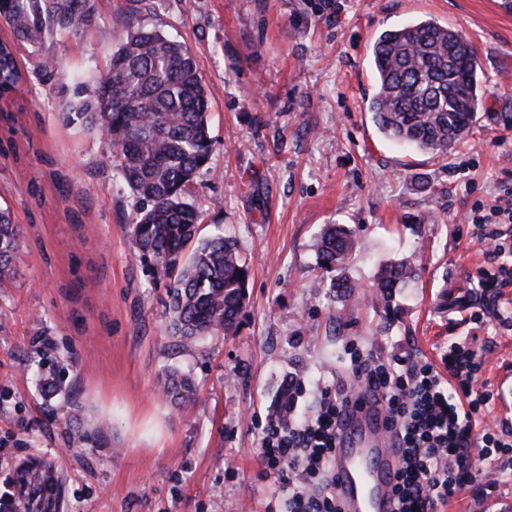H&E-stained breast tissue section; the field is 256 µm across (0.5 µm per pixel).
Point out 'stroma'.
Wrapping results in <instances>:
<instances>
[{"mask_svg": "<svg viewBox=\"0 0 512 512\" xmlns=\"http://www.w3.org/2000/svg\"><path fill=\"white\" fill-rule=\"evenodd\" d=\"M80 36L18 45L24 93L0 102V205L22 229L16 279L0 292V495L28 457L65 475L62 512H278L260 465L261 436L280 391L296 411L346 380L356 348L414 355L443 369L449 340L485 351L477 389L488 420L512 431V286L493 315L478 272L495 270L473 219L512 194V0H142L141 19L186 42L205 78L214 147L192 196L202 227L222 226L250 260V303L235 335L184 350L167 329V281L135 262V200L113 175L99 131L65 124L69 73L107 71L126 0H90ZM434 19L477 55L482 106L445 159L384 137L365 109L371 50L383 30ZM327 224L358 248L343 275L319 269ZM413 257L418 276L382 307L376 264ZM66 356L65 399L38 385ZM191 376L197 403L172 407L164 375ZM112 427L82 448L63 423L68 403ZM442 512H512V464L480 458L473 482Z\"/></svg>", "mask_w": 512, "mask_h": 512, "instance_id": "1", "label": "stroma"}]
</instances>
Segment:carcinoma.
Wrapping results in <instances>:
<instances>
[{"label":"carcinoma","mask_w":512,"mask_h":512,"mask_svg":"<svg viewBox=\"0 0 512 512\" xmlns=\"http://www.w3.org/2000/svg\"><path fill=\"white\" fill-rule=\"evenodd\" d=\"M125 34L112 52L104 75H72L78 102L67 113L106 134L112 168L136 199L128 225L132 256L152 273L169 279L167 327L185 349L217 333L233 335L248 305L249 262L220 226L201 235L199 203L189 186L211 159L210 101L203 75L184 44L138 19L140 0H128ZM0 16L12 39L0 41V97L8 99L22 81L15 43L57 32L79 35L88 25V0H0ZM377 84L367 109L391 140L439 157L469 134L481 104L472 45L433 20L382 32L373 45ZM21 238L9 208L0 206V288L12 284ZM350 232L327 225L316 245L317 264L329 271L353 253ZM408 260L379 266L376 296L389 301L392 288L412 278ZM42 396L51 402L65 394L63 381L46 377ZM166 396L177 408L195 404L192 381L177 370L165 374ZM80 408L66 424L77 443L97 447L101 423L86 428ZM23 485L0 502V512H59L63 477L51 463L33 460L15 470Z\"/></svg>","instance_id":"carcinoma-1"}]
</instances>
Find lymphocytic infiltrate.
Returning a JSON list of instances; mask_svg holds the SVG:
<instances>
[{"label": "lymphocytic infiltrate", "mask_w": 512, "mask_h": 512, "mask_svg": "<svg viewBox=\"0 0 512 512\" xmlns=\"http://www.w3.org/2000/svg\"><path fill=\"white\" fill-rule=\"evenodd\" d=\"M476 234L491 243L499 261L479 283L491 296L512 285V241L482 223ZM443 362L444 378L410 356L351 353L346 385L325 386L316 410L304 419L271 422L262 437L261 464L286 512H342L334 491L337 430L347 407L367 394L381 401L398 454L394 512H438L472 480L474 449L512 452V434L484 425L488 393L473 389L484 356L452 340Z\"/></svg>", "instance_id": "1"}]
</instances>
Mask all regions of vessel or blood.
Wrapping results in <instances>:
<instances>
[{
	"label": "vessel or blood",
	"mask_w": 512,
	"mask_h": 512,
	"mask_svg": "<svg viewBox=\"0 0 512 512\" xmlns=\"http://www.w3.org/2000/svg\"><path fill=\"white\" fill-rule=\"evenodd\" d=\"M335 464L336 496L344 512H392L398 458L379 406L351 413L336 439Z\"/></svg>",
	"instance_id": "1"
}]
</instances>
